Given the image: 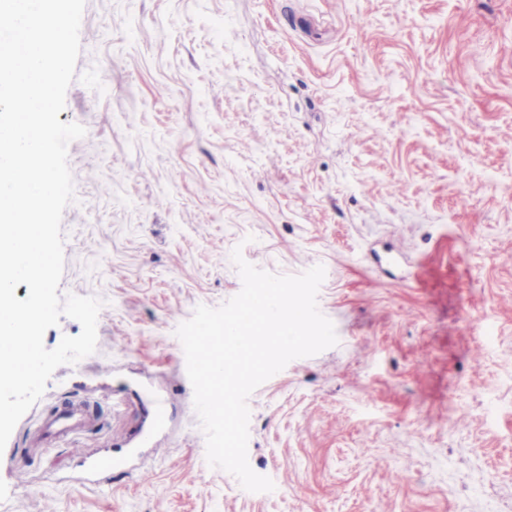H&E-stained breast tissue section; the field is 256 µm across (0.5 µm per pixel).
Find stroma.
<instances>
[{
    "instance_id": "stroma-1",
    "label": "stroma",
    "mask_w": 512,
    "mask_h": 512,
    "mask_svg": "<svg viewBox=\"0 0 512 512\" xmlns=\"http://www.w3.org/2000/svg\"><path fill=\"white\" fill-rule=\"evenodd\" d=\"M80 43L59 292L103 300L97 348L13 430L0 512H512V0H86ZM237 247L324 266L338 337L248 399L266 493L208 466L175 335ZM82 450L124 465L82 483ZM85 413L86 412L79 406H70L47 420L44 423V428L49 434L67 440L73 436V433L81 428L80 416Z\"/></svg>"
}]
</instances>
